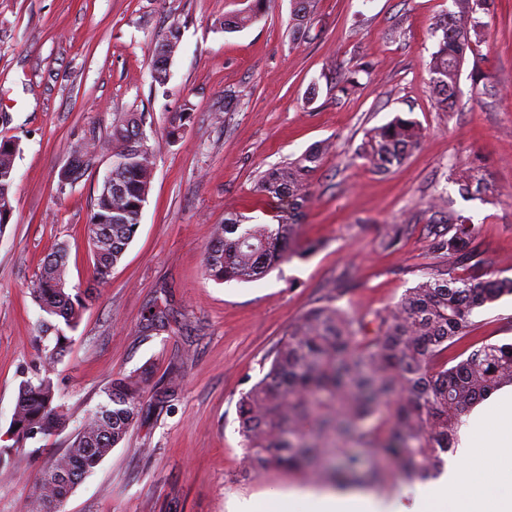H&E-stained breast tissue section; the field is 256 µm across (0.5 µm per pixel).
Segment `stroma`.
Returning <instances> with one entry per match:
<instances>
[{"label": "stroma", "instance_id": "stroma-1", "mask_svg": "<svg viewBox=\"0 0 512 512\" xmlns=\"http://www.w3.org/2000/svg\"><path fill=\"white\" fill-rule=\"evenodd\" d=\"M251 0H0V138L19 141L12 218L0 229V435L19 385L35 378L30 286L41 259L65 244L70 283L86 287L92 260L84 231L103 172L66 190L58 174L89 131L108 134L117 112H142L160 134L183 105L192 119L161 145L138 231L82 314L51 378L69 427L11 477L0 478V512H23L31 487L71 430L115 377L149 368L126 440L75 488L63 512H231L235 501L326 487L325 478L272 468L243 476L237 402L267 372L273 351L310 308L348 292L342 306L366 315L396 303L421 279L432 215L448 203L480 224L475 257L512 277V0H494L485 41L467 54L452 110L429 88L431 28L451 0H317L307 38L288 36L289 0H271L250 27L227 32L224 16ZM402 24L400 39L388 37ZM182 40L166 92L150 64L170 25ZM372 63L345 96L307 89L328 63ZM411 115L427 136L407 161L381 174L353 157L365 131ZM328 142L310 176L301 240L323 246L251 282L219 283L203 270L215 225L228 213L272 221L260 202L261 172ZM476 167L495 188L488 202L463 201L451 176ZM411 230L393 250L377 247L387 225ZM480 335L512 341V297L476 315Z\"/></svg>", "mask_w": 512, "mask_h": 512}]
</instances>
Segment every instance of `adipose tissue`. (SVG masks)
<instances>
[{"instance_id": "ef3b65f1", "label": "adipose tissue", "mask_w": 512, "mask_h": 512, "mask_svg": "<svg viewBox=\"0 0 512 512\" xmlns=\"http://www.w3.org/2000/svg\"><path fill=\"white\" fill-rule=\"evenodd\" d=\"M472 423L477 438H466L448 472L412 506L332 488L243 500L236 512H292L296 501L309 503V512H512V389L500 395L494 409L479 408Z\"/></svg>"}]
</instances>
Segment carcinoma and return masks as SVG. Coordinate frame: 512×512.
<instances>
[{"mask_svg": "<svg viewBox=\"0 0 512 512\" xmlns=\"http://www.w3.org/2000/svg\"><path fill=\"white\" fill-rule=\"evenodd\" d=\"M270 0H252L248 11L224 18L226 31L244 29L266 12ZM315 0H292L290 34L309 36ZM493 0H464L457 11L436 21L431 36L435 50L428 62L432 94L448 103L454 97L462 65L473 44L486 38ZM165 47L157 49L150 67L151 84L165 87L170 79L169 58L181 39L173 24ZM360 64L322 73L342 95L360 86ZM192 108L183 105L170 113L166 143L181 138L191 121ZM147 116L120 112L102 137L91 131L75 147L78 158L72 182L93 171L104 154L112 155V190L99 189L88 224L91 237L92 280L102 285L133 240L151 186L157 145L143 141ZM425 137L421 124L394 116L371 128L354 150L356 158L380 173L402 166ZM15 139H0V228L9 223L15 159ZM324 148H310L286 164L272 167L258 179L256 192L267 202L286 203L275 224H247L231 213L215 231L205 255V273L218 282H250L272 267L305 259L323 247L320 240L298 244L300 218L309 199V175L320 165ZM453 183L466 201L484 200L489 191L479 170L458 172ZM426 208L439 227L429 229L430 262L421 281L393 306L372 317L357 316L329 302L308 310L278 342L270 367L238 401L239 432L244 438L251 478L272 466L301 474L326 475L340 485H361L376 479L379 470L366 466L354 448H370L384 463L395 466L406 483L438 474L443 455L456 448L463 417L477 402L512 383V342L491 343L473 335L475 310L512 294V279L469 266L470 274L456 273L458 265L474 257L478 227L470 216L446 207L443 197ZM406 224H389L378 247H397L408 233ZM47 317L37 325L39 356L44 374L19 387L10 428V445H0V472L9 473L39 449L31 440H47L61 432L68 420L57 402L50 377L67 351L71 338L56 319L75 328L91 290L71 293L65 249L56 248L42 262L31 288ZM148 369L113 379L106 400L97 405L72 435L69 448L52 457L34 482L30 512H43L49 503L60 507L79 481L124 441L138 415L140 383ZM60 472L69 485L48 475Z\"/></svg>", "mask_w": 512, "mask_h": 512, "instance_id": "1", "label": "carcinoma"}]
</instances>
